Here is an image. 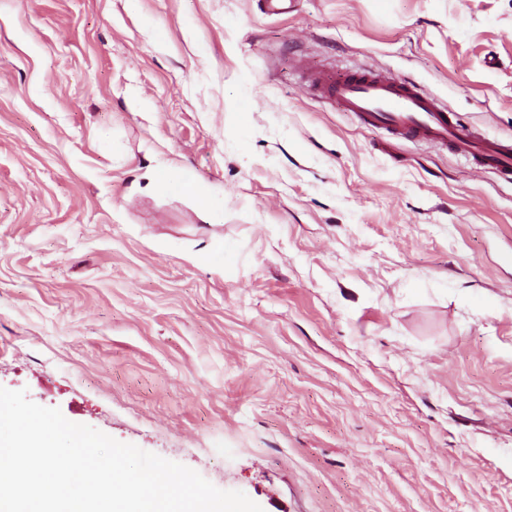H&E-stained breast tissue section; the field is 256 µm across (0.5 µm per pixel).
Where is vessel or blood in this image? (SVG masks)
Returning <instances> with one entry per match:
<instances>
[{"label":"vessel or blood","instance_id":"obj_1","mask_svg":"<svg viewBox=\"0 0 512 512\" xmlns=\"http://www.w3.org/2000/svg\"><path fill=\"white\" fill-rule=\"evenodd\" d=\"M309 92L351 113L363 126L389 136L452 146L478 165L512 177V145L484 138L460 125L455 114L412 81L384 71L336 74L328 67L306 68Z\"/></svg>","mask_w":512,"mask_h":512}]
</instances>
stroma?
I'll list each match as a JSON object with an SVG mask.
<instances>
[{"instance_id": "35a3bbf8", "label": "stroma", "mask_w": 512, "mask_h": 512, "mask_svg": "<svg viewBox=\"0 0 512 512\" xmlns=\"http://www.w3.org/2000/svg\"><path fill=\"white\" fill-rule=\"evenodd\" d=\"M305 63L512 142V0H0V387L263 512H512V179ZM309 92L350 112L363 126L395 138L430 141L471 155L478 165L512 177V145L485 139L459 124L456 115L413 81L384 71L303 67ZM150 187L153 190H173L178 189L186 193H194L195 189L183 178L179 177L174 171L154 172L149 176Z\"/></svg>"}]
</instances>
